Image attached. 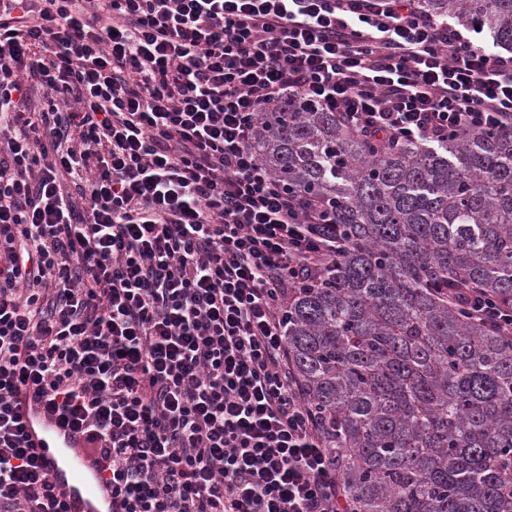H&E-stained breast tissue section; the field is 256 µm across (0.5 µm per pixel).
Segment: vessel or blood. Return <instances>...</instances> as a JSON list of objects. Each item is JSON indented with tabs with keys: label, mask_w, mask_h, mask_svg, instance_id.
Masks as SVG:
<instances>
[{
	"label": "vessel or blood",
	"mask_w": 512,
	"mask_h": 512,
	"mask_svg": "<svg viewBox=\"0 0 512 512\" xmlns=\"http://www.w3.org/2000/svg\"><path fill=\"white\" fill-rule=\"evenodd\" d=\"M22 416L42 471L76 512H112V487L86 457L81 431L31 397Z\"/></svg>",
	"instance_id": "obj_1"
}]
</instances>
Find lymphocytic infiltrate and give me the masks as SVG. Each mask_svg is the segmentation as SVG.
<instances>
[{"mask_svg": "<svg viewBox=\"0 0 512 512\" xmlns=\"http://www.w3.org/2000/svg\"><path fill=\"white\" fill-rule=\"evenodd\" d=\"M287 97L426 145L512 128V54L416 0H0V512H69L26 390L112 512H349L285 339L345 244L251 147ZM23 422L41 470L78 512H112V486L84 454L83 435L31 396Z\"/></svg>", "mask_w": 512, "mask_h": 512, "instance_id": "1", "label": "lymphocytic infiltrate"}]
</instances>
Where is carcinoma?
Listing matches in <instances>:
<instances>
[{
  "label": "carcinoma",
  "mask_w": 512,
  "mask_h": 512,
  "mask_svg": "<svg viewBox=\"0 0 512 512\" xmlns=\"http://www.w3.org/2000/svg\"><path fill=\"white\" fill-rule=\"evenodd\" d=\"M512 51V0H418ZM252 147L333 207L336 270L288 300V355L355 512H512V339L453 295L512 303V131L377 152L309 103Z\"/></svg>",
  "instance_id": "obj_1"
}]
</instances>
